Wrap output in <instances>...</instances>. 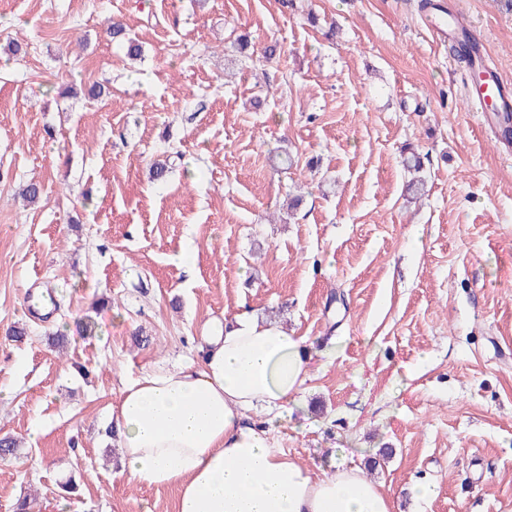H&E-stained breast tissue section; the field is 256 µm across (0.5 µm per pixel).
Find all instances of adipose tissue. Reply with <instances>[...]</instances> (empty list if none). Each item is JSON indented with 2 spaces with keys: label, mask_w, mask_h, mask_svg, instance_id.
Segmentation results:
<instances>
[{
  "label": "adipose tissue",
  "mask_w": 512,
  "mask_h": 512,
  "mask_svg": "<svg viewBox=\"0 0 512 512\" xmlns=\"http://www.w3.org/2000/svg\"><path fill=\"white\" fill-rule=\"evenodd\" d=\"M198 349L200 362L123 390L112 415L130 482L176 488L175 512H392L388 489L360 470H316L275 444L310 378L306 337L245 311ZM260 408L265 420H250Z\"/></svg>",
  "instance_id": "ef3b65f1"
}]
</instances>
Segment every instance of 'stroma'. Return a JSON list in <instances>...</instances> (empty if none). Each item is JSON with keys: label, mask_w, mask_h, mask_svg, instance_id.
Wrapping results in <instances>:
<instances>
[{"label": "stroma", "mask_w": 512, "mask_h": 512, "mask_svg": "<svg viewBox=\"0 0 512 512\" xmlns=\"http://www.w3.org/2000/svg\"><path fill=\"white\" fill-rule=\"evenodd\" d=\"M419 2L0 0V512H174L112 410L245 310L316 353L282 450L394 512H512V154ZM458 2L512 79V0ZM403 161L408 172L413 174L406 185L407 199L410 202H416L424 194L425 180L422 176L417 175L423 168V162L419 154L414 152H411L410 156L404 157Z\"/></svg>", "instance_id": "1"}]
</instances>
